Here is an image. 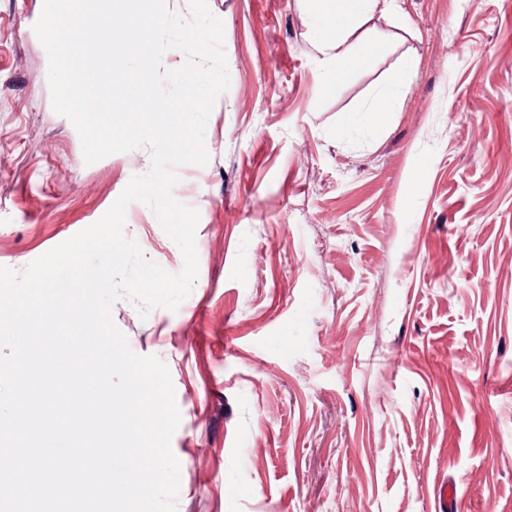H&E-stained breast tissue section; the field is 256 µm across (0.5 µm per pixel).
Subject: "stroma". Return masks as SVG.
Instances as JSON below:
<instances>
[{
	"label": "stroma",
	"instance_id": "obj_1",
	"mask_svg": "<svg viewBox=\"0 0 512 512\" xmlns=\"http://www.w3.org/2000/svg\"><path fill=\"white\" fill-rule=\"evenodd\" d=\"M44 0H0V266L24 270L96 223L141 147L86 165L55 113L34 32ZM231 77L206 166L198 275L175 310L112 319L166 365L178 512H512V0H401L328 74L299 0H208ZM399 86L375 129L352 122ZM126 234L183 268L154 211Z\"/></svg>",
	"mask_w": 512,
	"mask_h": 512
}]
</instances>
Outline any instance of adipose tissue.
Masks as SVG:
<instances>
[{
    "mask_svg": "<svg viewBox=\"0 0 512 512\" xmlns=\"http://www.w3.org/2000/svg\"><path fill=\"white\" fill-rule=\"evenodd\" d=\"M397 0H300L302 7L308 10L322 38L319 51L326 67L333 72L355 63L356 58L349 44L348 32L336 29L337 20H346L349 25H357L366 15L394 8Z\"/></svg>",
    "mask_w": 512,
    "mask_h": 512,
    "instance_id": "adipose-tissue-1",
    "label": "adipose tissue"
}]
</instances>
